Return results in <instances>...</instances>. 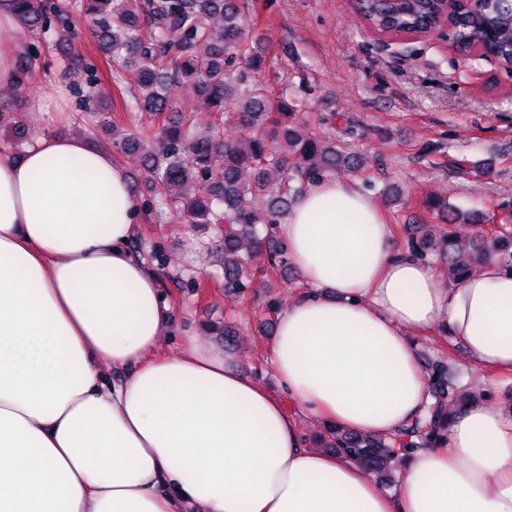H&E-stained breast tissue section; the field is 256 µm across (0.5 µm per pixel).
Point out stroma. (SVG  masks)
Listing matches in <instances>:
<instances>
[{
  "instance_id": "1",
  "label": "stroma",
  "mask_w": 512,
  "mask_h": 512,
  "mask_svg": "<svg viewBox=\"0 0 512 512\" xmlns=\"http://www.w3.org/2000/svg\"><path fill=\"white\" fill-rule=\"evenodd\" d=\"M245 3L249 39L268 56L269 87L285 91L292 109L307 117L308 132L360 154L367 167L360 186L395 227L397 250H404L414 226L434 239L447 232L441 221L421 222L425 197L447 198L475 214L512 210V72L484 59L461 61L442 40L385 42L361 19L354 0ZM29 41L40 60L14 95L16 111L27 112L28 97L74 79L68 61L76 58L94 70L106 106L84 104L73 92L63 130L87 135L105 149L113 132L136 133L141 120L131 108L135 90L115 73L83 20H74L68 41L52 33ZM106 111L114 125L103 124ZM133 241L171 307L164 350L202 336L232 353L245 374L281 393L270 342L280 311L308 291L296 268L261 266L249 288L229 294L224 255L207 226L159 224L142 214ZM218 326L226 335L215 334ZM411 341L421 373L445 360L457 385L480 394L484 405H506L512 376L490 379L440 329Z\"/></svg>"
}]
</instances>
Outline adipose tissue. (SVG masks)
I'll return each mask as SVG.
<instances>
[{"mask_svg": "<svg viewBox=\"0 0 512 512\" xmlns=\"http://www.w3.org/2000/svg\"><path fill=\"white\" fill-rule=\"evenodd\" d=\"M28 39L0 0V86ZM70 95L29 97L38 132L0 151V512H512V413L468 405L387 492L305 448L297 417L222 347L164 351L170 308L129 250L132 180L55 129ZM277 233L309 287L270 347L302 414L395 433L428 399L410 338L439 323L481 371L512 374V272L496 261L448 285L396 254L349 181L307 189Z\"/></svg>", "mask_w": 512, "mask_h": 512, "instance_id": "1", "label": "adipose tissue"}]
</instances>
